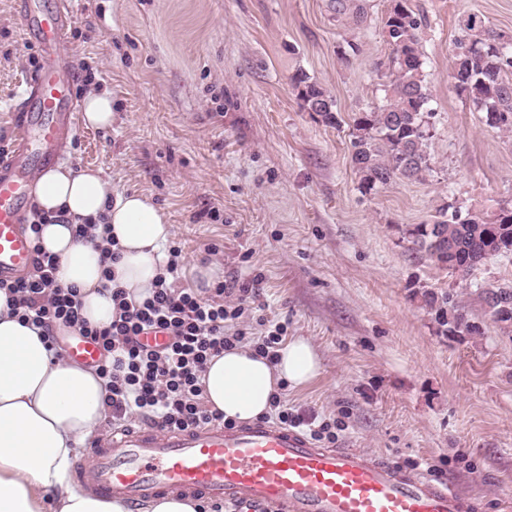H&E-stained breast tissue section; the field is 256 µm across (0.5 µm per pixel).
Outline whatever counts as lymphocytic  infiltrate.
I'll return each instance as SVG.
<instances>
[{
	"mask_svg": "<svg viewBox=\"0 0 512 512\" xmlns=\"http://www.w3.org/2000/svg\"><path fill=\"white\" fill-rule=\"evenodd\" d=\"M181 253V247H169L151 297L139 303L129 301L113 269H105L115 315L102 327L83 318L76 289L59 284L58 259L45 252H36L34 272L27 279L5 281L0 288L8 291L21 322L41 329L54 358L63 356L57 336L62 328L98 345L101 357L95 369L107 381L105 408L113 423L123 426L135 419L162 430H183L223 421V414L205 404L200 378L210 357L245 340L235 322L253 312L259 288L230 289L220 283L205 298L200 289L178 287ZM150 332L165 333L166 342L149 344L144 336ZM267 417L305 429L316 441L336 438L328 422L289 412L279 393L273 395Z\"/></svg>",
	"mask_w": 512,
	"mask_h": 512,
	"instance_id": "lymphocytic-infiltrate-1",
	"label": "lymphocytic infiltrate"
}]
</instances>
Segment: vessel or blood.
Returning a JSON list of instances; mask_svg holds the SVG:
<instances>
[{
	"mask_svg": "<svg viewBox=\"0 0 512 512\" xmlns=\"http://www.w3.org/2000/svg\"><path fill=\"white\" fill-rule=\"evenodd\" d=\"M19 21L37 37L39 69L25 80L30 110L20 113L14 144L0 156V280L29 275L33 244L23 224L32 179L61 158L76 130L77 104L61 52L76 17L68 0L31 9ZM67 358L95 364L98 346L70 332ZM74 481L85 493L124 502L131 512L149 500L182 496L273 505L278 512H465L447 483L372 458L355 448H323L287 426L255 421L183 431L149 425L113 429L80 458Z\"/></svg>",
	"mask_w": 512,
	"mask_h": 512,
	"instance_id": "1",
	"label": "vessel or blood"
}]
</instances>
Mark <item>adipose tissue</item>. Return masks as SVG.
I'll return each instance as SVG.
<instances>
[{"label": "adipose tissue", "instance_id": "adipose-tissue-1", "mask_svg": "<svg viewBox=\"0 0 512 512\" xmlns=\"http://www.w3.org/2000/svg\"><path fill=\"white\" fill-rule=\"evenodd\" d=\"M32 198L38 210L66 217L44 225L40 243L58 257L59 282L77 289L91 325L112 320L103 237L118 243L119 285L135 300L149 295L170 235L151 198L112 193L98 172L65 164L37 175ZM101 219L107 231L75 239L76 225ZM319 371L315 348L297 337L274 364L247 346L224 351L208 361L200 382L210 409L228 420L252 422L269 411L280 385H305ZM105 394V381L93 368L53 359L37 330L10 314L0 291V512H42L47 499L53 512H127L120 501L79 492L69 479L73 457L104 422Z\"/></svg>", "mask_w": 512, "mask_h": 512}]
</instances>
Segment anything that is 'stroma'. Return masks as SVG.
<instances>
[{
    "label": "stroma",
    "instance_id": "stroma-1",
    "mask_svg": "<svg viewBox=\"0 0 512 512\" xmlns=\"http://www.w3.org/2000/svg\"><path fill=\"white\" fill-rule=\"evenodd\" d=\"M0 0V146L10 147L35 38ZM64 58L76 97L112 95V124L79 125L67 164L113 191L152 197L182 248L178 286L217 263L261 277L260 316L304 337L318 376L284 392L336 423L335 445L448 481L467 512H512V335L484 315L480 286L512 281V255L466 281L410 249L407 229L452 203L512 202V138L456 93L461 16L512 36V0H411L434 112L423 181L366 191L350 163L356 113L380 105L392 0H71ZM333 97L340 127L304 111L292 77ZM459 292L475 336H442L422 296ZM259 316V317H260Z\"/></svg>",
    "mask_w": 512,
    "mask_h": 512
}]
</instances>
